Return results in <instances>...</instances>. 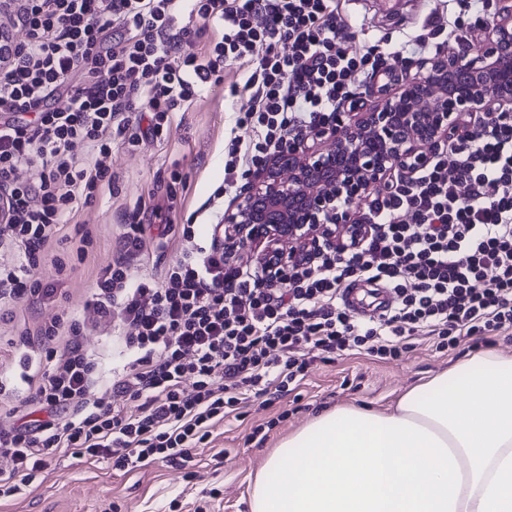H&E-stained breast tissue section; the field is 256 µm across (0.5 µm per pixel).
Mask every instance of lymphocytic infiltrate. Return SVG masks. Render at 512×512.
<instances>
[{
    "label": "lymphocytic infiltrate",
    "instance_id": "obj_1",
    "mask_svg": "<svg viewBox=\"0 0 512 512\" xmlns=\"http://www.w3.org/2000/svg\"><path fill=\"white\" fill-rule=\"evenodd\" d=\"M334 0H0L23 40L0 48V196L8 220L0 244V321L26 304L55 300L36 271L66 263L53 243L78 203L112 186V142L160 137L171 112L217 83L226 63L246 65L252 107L229 134L224 183L244 166L265 167L285 136L334 122L363 79L398 85L407 50L435 59L461 54L495 31L483 0H457L458 16L430 36L387 52L351 53ZM220 26L205 52L180 14ZM246 135H239V128ZM460 135L424 163L396 161L385 193L364 203L369 229L348 249L301 262L288 287L257 265H226L192 225L163 280L134 279L144 227L127 224L121 254L96 276L98 320L128 326V361L100 384L82 348L79 318L54 317L15 343L32 372L24 404L47 417L0 426V497L12 496L67 455L113 467L186 463L217 423L253 399L298 385L314 359L365 350L399 356L428 336L437 349L512 331V113L465 119ZM85 144L91 159L76 157ZM41 176L28 184L19 168ZM391 292L388 310L357 320L343 302L356 280Z\"/></svg>",
    "mask_w": 512,
    "mask_h": 512
}]
</instances>
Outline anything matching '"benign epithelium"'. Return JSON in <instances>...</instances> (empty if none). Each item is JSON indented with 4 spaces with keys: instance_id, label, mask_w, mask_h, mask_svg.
<instances>
[{
    "instance_id": "7a95c632",
    "label": "benign epithelium",
    "mask_w": 512,
    "mask_h": 512,
    "mask_svg": "<svg viewBox=\"0 0 512 512\" xmlns=\"http://www.w3.org/2000/svg\"><path fill=\"white\" fill-rule=\"evenodd\" d=\"M488 23L497 35L461 58L429 69L416 60L401 74L405 87L362 114L283 144L224 212L226 256L262 248L263 275L286 288L297 260L326 246L360 241L359 204L385 187L403 155L416 163L440 144L464 115L512 105V0H491Z\"/></svg>"
}]
</instances>
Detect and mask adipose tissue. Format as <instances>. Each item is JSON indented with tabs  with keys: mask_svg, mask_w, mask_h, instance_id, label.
Here are the masks:
<instances>
[{
	"mask_svg": "<svg viewBox=\"0 0 512 512\" xmlns=\"http://www.w3.org/2000/svg\"><path fill=\"white\" fill-rule=\"evenodd\" d=\"M253 512H512V357L462 362L389 411L324 414L268 458Z\"/></svg>",
	"mask_w": 512,
	"mask_h": 512,
	"instance_id": "adipose-tissue-1",
	"label": "adipose tissue"
}]
</instances>
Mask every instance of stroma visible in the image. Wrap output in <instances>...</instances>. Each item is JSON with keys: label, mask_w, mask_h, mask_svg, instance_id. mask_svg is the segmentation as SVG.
I'll return each mask as SVG.
<instances>
[{"label": "stroma", "mask_w": 512, "mask_h": 512, "mask_svg": "<svg viewBox=\"0 0 512 512\" xmlns=\"http://www.w3.org/2000/svg\"><path fill=\"white\" fill-rule=\"evenodd\" d=\"M336 3L348 26V47L357 54L381 38L397 41L428 33L429 15L447 9L444 0ZM245 79V66L225 65L219 82L187 111L174 114L166 134L135 147L113 141L111 191L79 205L71 219L92 231L86 258L63 282L53 265L42 266L38 275L43 283L61 285L58 299L18 308L13 321L0 322V375L16 378L22 371L10 339L56 315L88 321L81 342L104 379L123 368L128 357L118 342L122 327L94 323L85 308L96 275L118 249L121 224L131 220L146 227L134 265L140 277L160 278L183 249L178 238L158 237L162 221L193 225L197 237L210 238L211 212L225 211L237 194L236 188L224 186V150L230 128L251 106ZM175 170L182 183L172 180ZM489 350L512 356V334L488 344L466 338L447 352L435 351L422 337L395 359L346 353L329 362L317 360L296 390L250 402L240 417L217 426L211 444L195 448L188 465L159 462L119 470L107 462L64 457L21 493L0 498V512H251L254 480L289 435L340 406L392 407L413 386Z\"/></svg>", "instance_id": "stroma-1"}]
</instances>
